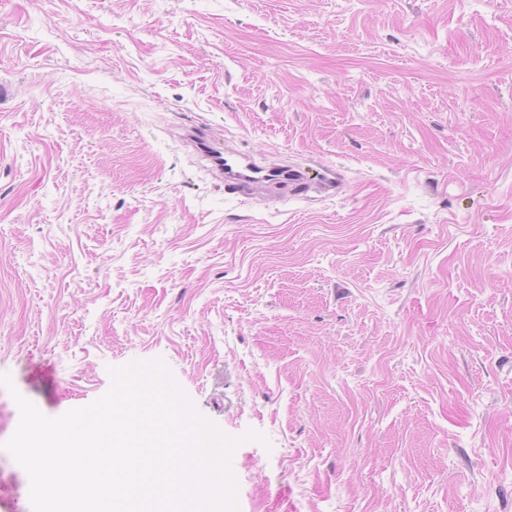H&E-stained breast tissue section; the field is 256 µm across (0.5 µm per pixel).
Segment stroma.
Segmentation results:
<instances>
[{"mask_svg":"<svg viewBox=\"0 0 512 512\" xmlns=\"http://www.w3.org/2000/svg\"><path fill=\"white\" fill-rule=\"evenodd\" d=\"M0 372L163 360L238 512H512V0H0ZM339 172L243 202L192 134ZM0 512H32L1 445ZM318 185L315 187L316 191L325 194L324 196H335L339 193L342 182L337 178H328L323 175L321 178L315 179L311 177L307 171L290 170L288 172V187L294 194L299 193L301 190H307L311 185Z\"/></svg>","mask_w":512,"mask_h":512,"instance_id":"stroma-1","label":"stroma"}]
</instances>
